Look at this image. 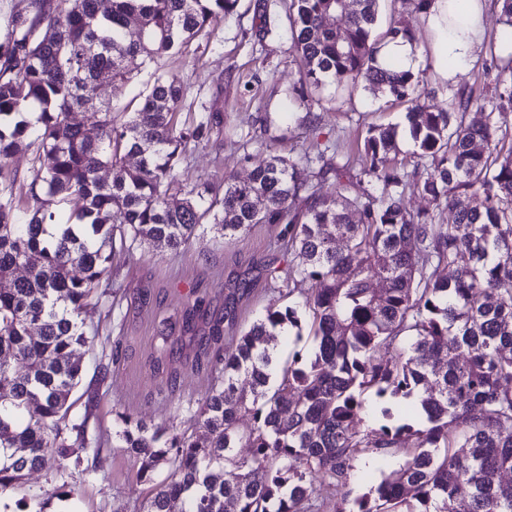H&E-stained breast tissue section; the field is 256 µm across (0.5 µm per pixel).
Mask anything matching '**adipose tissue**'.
Masks as SVG:
<instances>
[{"mask_svg": "<svg viewBox=\"0 0 512 512\" xmlns=\"http://www.w3.org/2000/svg\"><path fill=\"white\" fill-rule=\"evenodd\" d=\"M487 0H431L424 16L432 35L430 62L446 82H456L482 50Z\"/></svg>", "mask_w": 512, "mask_h": 512, "instance_id": "1", "label": "adipose tissue"}]
</instances>
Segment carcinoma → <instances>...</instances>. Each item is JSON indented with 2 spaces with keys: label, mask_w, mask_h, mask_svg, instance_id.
Returning a JSON list of instances; mask_svg holds the SVG:
<instances>
[{
  "label": "carcinoma",
  "mask_w": 512,
  "mask_h": 512,
  "mask_svg": "<svg viewBox=\"0 0 512 512\" xmlns=\"http://www.w3.org/2000/svg\"><path fill=\"white\" fill-rule=\"evenodd\" d=\"M239 0H30L0 41V495L27 473L70 467L68 448L90 444L88 418L68 423L81 377L77 346L94 343L81 318L111 276L115 242L177 249L207 223L232 239L254 224L285 223L299 263L286 296L224 348V317L199 339L195 365L221 362L193 412L204 438L119 415L118 447L156 482L144 512H315L322 478L348 484L364 453L398 469L368 491L345 493L337 512H512V59L495 79L496 111L466 121L470 93L452 109L421 103L422 79L378 65L386 41L417 46L398 18L377 32L380 0H290L291 46L306 80L365 88L409 103L406 119L424 170L389 158L396 128L368 131L359 176L381 188L366 201L347 186L321 193L312 178L336 172L329 145L272 154L250 177L178 183L190 145L221 119L178 116L187 86L155 73L138 107L98 101L99 77L130 81L125 60L182 55ZM506 27L490 51L512 46ZM94 116L98 138L70 119ZM31 151L28 175L9 160ZM111 174L110 179L102 172ZM448 208L453 222L412 212L406 190ZM29 205L19 206L17 192ZM75 203L70 222L52 200ZM310 283L311 288L302 285ZM206 303L183 310L199 336ZM295 335L310 351L278 361ZM379 409L366 425L368 398ZM252 426L241 431L240 417ZM249 449L242 457L237 449ZM160 481H155L158 476Z\"/></svg>",
  "instance_id": "obj_1"
}]
</instances>
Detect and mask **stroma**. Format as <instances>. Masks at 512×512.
<instances>
[{
	"label": "stroma",
	"mask_w": 512,
	"mask_h": 512,
	"mask_svg": "<svg viewBox=\"0 0 512 512\" xmlns=\"http://www.w3.org/2000/svg\"><path fill=\"white\" fill-rule=\"evenodd\" d=\"M254 3L240 0L235 15L199 34L183 56L160 62L163 71L187 85L181 120L201 112L224 119L209 143L187 153L179 167L181 183L244 180L270 152L294 156L320 142L335 147L333 162L350 179V195H379L378 187L356 178L357 149L368 128L396 125L400 133L391 156L412 157L416 147L403 130L406 104L361 85L347 89L329 82L310 90L313 110L294 106L305 76L291 47L285 0H266L268 31L262 35L255 28ZM416 73L428 103L442 109L460 86L490 97L497 70L485 52L456 84L441 82L427 60ZM313 113L318 123H311ZM295 266L281 224H256L230 241L208 224L176 249L145 245L130 253L114 251L102 301L83 313L96 343L75 352L82 381L70 410L71 418L87 419L105 452L96 460L77 447L80 467L63 474L28 473L21 489L0 496V512H16L23 497L35 498L47 512H137L150 486L139 479L138 463L117 446L118 415L189 432L187 406L202 401L214 384L210 369L193 364L196 342L181 325L185 303L199 295L210 313H232L224 325V343L232 345L291 283ZM165 342L175 348L167 359L159 352ZM69 486L75 494L68 499Z\"/></svg>",
	"instance_id": "1"
}]
</instances>
